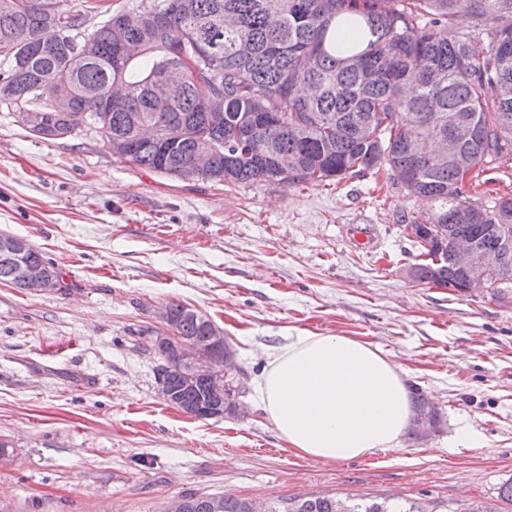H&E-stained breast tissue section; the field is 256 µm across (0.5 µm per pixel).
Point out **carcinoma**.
I'll return each mask as SVG.
<instances>
[{"instance_id":"1","label":"carcinoma","mask_w":512,"mask_h":512,"mask_svg":"<svg viewBox=\"0 0 512 512\" xmlns=\"http://www.w3.org/2000/svg\"><path fill=\"white\" fill-rule=\"evenodd\" d=\"M99 6L66 10L62 0H0V105L32 117L28 131L45 140L100 133L116 157L178 178L202 150L212 154L198 177L217 184L293 186L340 181L385 166L405 179L408 193L428 200L426 219L410 221L418 262L413 280L456 288L464 273L451 261L454 239L466 235L484 250L502 247L495 224L512 237V197L499 215L467 206L464 176L448 158L436 162L407 139L451 138L465 124L464 145L475 172L512 161V0H158L143 11L160 26L133 35L118 54L113 31L122 12L87 26ZM465 10L474 29L453 30ZM98 46L85 60L69 35ZM203 59L183 68L175 49ZM224 93V121L204 112V88ZM40 265L67 287L55 264L32 246L0 253V284L32 290L18 273ZM500 297L512 288V253L489 274ZM168 323L189 343L218 326L171 302ZM173 405L201 412L207 388L172 374ZM416 416L441 414L414 388ZM426 512L412 500L296 497L267 512ZM177 512H251L248 498L186 494Z\"/></svg>"}]
</instances>
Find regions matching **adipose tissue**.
Listing matches in <instances>:
<instances>
[{
	"label": "adipose tissue",
	"mask_w": 512,
	"mask_h": 512,
	"mask_svg": "<svg viewBox=\"0 0 512 512\" xmlns=\"http://www.w3.org/2000/svg\"><path fill=\"white\" fill-rule=\"evenodd\" d=\"M256 392L289 448L318 460L398 447L413 416L402 368L346 336L289 337L269 352Z\"/></svg>",
	"instance_id": "ef3b65f1"
}]
</instances>
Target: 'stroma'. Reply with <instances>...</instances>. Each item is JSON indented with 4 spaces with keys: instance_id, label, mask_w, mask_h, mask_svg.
I'll use <instances>...</instances> for the list:
<instances>
[{
    "instance_id": "stroma-1",
    "label": "stroma",
    "mask_w": 512,
    "mask_h": 512,
    "mask_svg": "<svg viewBox=\"0 0 512 512\" xmlns=\"http://www.w3.org/2000/svg\"><path fill=\"white\" fill-rule=\"evenodd\" d=\"M428 208L384 168L296 187L182 180L112 157L96 132L38 139L0 106V234L69 285L0 284V507L160 512L196 493L512 512L498 498L512 481V293L411 278L403 223ZM171 301L223 329L243 412L200 419L159 395L147 346ZM301 333L379 348L438 408L437 432L349 461L295 455L252 387Z\"/></svg>"
}]
</instances>
